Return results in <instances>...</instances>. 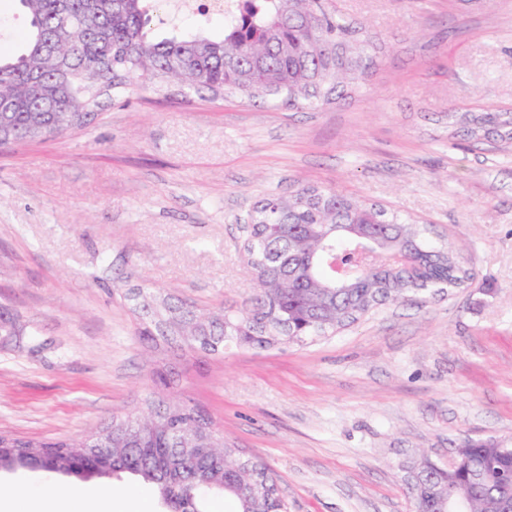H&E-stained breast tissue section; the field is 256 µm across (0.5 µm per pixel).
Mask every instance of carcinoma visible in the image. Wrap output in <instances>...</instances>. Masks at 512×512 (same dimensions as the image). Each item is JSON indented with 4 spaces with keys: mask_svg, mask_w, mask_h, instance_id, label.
Segmentation results:
<instances>
[{
    "mask_svg": "<svg viewBox=\"0 0 512 512\" xmlns=\"http://www.w3.org/2000/svg\"><path fill=\"white\" fill-rule=\"evenodd\" d=\"M158 0H20L30 18L25 52L0 53V145L86 128L112 99L140 88L157 95L182 90L312 109L352 93L375 66L378 47L365 28L336 13L331 0H235L224 11V39L198 29L156 40L150 23ZM459 120L477 141L512 139L511 112H465ZM258 224L245 251L257 292L244 310H200L144 292L140 335L183 340L218 353L235 342L256 348L304 343L344 329L375 305L417 288L461 287L472 279L450 245L375 205L331 189L302 186L256 207ZM346 226L377 234L390 249L413 251L412 271L378 264L358 269L347 288H331L332 271L309 266L330 247L349 248ZM185 445L223 449V456L186 461ZM458 466L420 458L405 479L416 512H440L448 485L476 479L485 490L469 512H512V476L494 448L456 449ZM0 464L80 479L129 475L152 488L166 512H209L210 500L231 499L236 512H287L262 464H245L195 408L127 415L73 442L6 436Z\"/></svg>",
    "mask_w": 512,
    "mask_h": 512,
    "instance_id": "carcinoma-1",
    "label": "carcinoma"
}]
</instances>
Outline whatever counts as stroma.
Listing matches in <instances>:
<instances>
[{
    "label": "stroma",
    "mask_w": 512,
    "mask_h": 512,
    "mask_svg": "<svg viewBox=\"0 0 512 512\" xmlns=\"http://www.w3.org/2000/svg\"><path fill=\"white\" fill-rule=\"evenodd\" d=\"M385 49L347 100L319 109L209 94L129 95L85 131L0 148V434L67 440L145 404L195 407L265 465L288 512H413L404 468L467 444L512 448V143L452 112H512V0H335ZM0 0V48L27 44ZM331 188L460 245L474 280L389 302L304 344L208 354L139 334L130 289L200 308L255 294L244 226L264 198ZM41 499L109 489L0 473Z\"/></svg>",
    "instance_id": "obj_1"
}]
</instances>
